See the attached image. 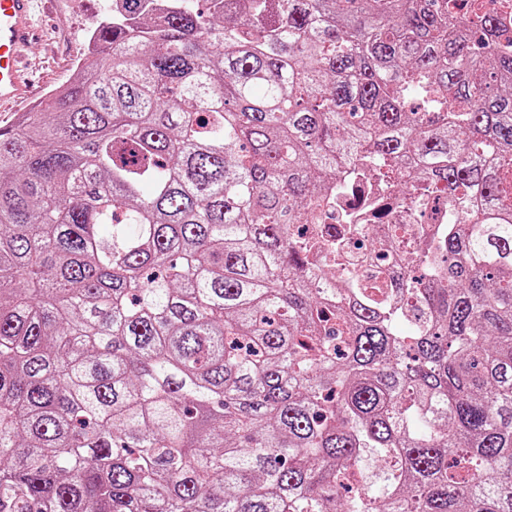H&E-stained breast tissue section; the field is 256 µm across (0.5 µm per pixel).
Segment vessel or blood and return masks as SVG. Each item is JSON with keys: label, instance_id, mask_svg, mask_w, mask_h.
I'll return each instance as SVG.
<instances>
[{"label": "vessel or blood", "instance_id": "1", "mask_svg": "<svg viewBox=\"0 0 512 512\" xmlns=\"http://www.w3.org/2000/svg\"><path fill=\"white\" fill-rule=\"evenodd\" d=\"M32 0H0V106H26L32 98L30 80L21 62L34 37Z\"/></svg>", "mask_w": 512, "mask_h": 512}]
</instances>
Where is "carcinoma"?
<instances>
[{
  "label": "carcinoma",
  "instance_id": "1",
  "mask_svg": "<svg viewBox=\"0 0 512 512\" xmlns=\"http://www.w3.org/2000/svg\"><path fill=\"white\" fill-rule=\"evenodd\" d=\"M156 2L0 128V512H512V18ZM373 182L448 222L337 277Z\"/></svg>",
  "mask_w": 512,
  "mask_h": 512
}]
</instances>
